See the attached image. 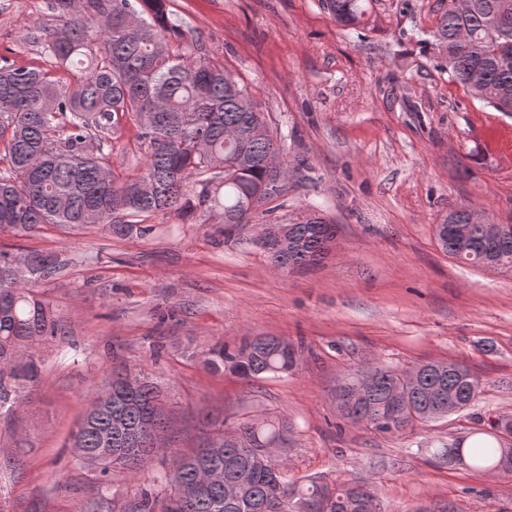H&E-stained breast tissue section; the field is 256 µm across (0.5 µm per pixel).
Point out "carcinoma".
Listing matches in <instances>:
<instances>
[{
	"instance_id": "1",
	"label": "carcinoma",
	"mask_w": 512,
	"mask_h": 512,
	"mask_svg": "<svg viewBox=\"0 0 512 512\" xmlns=\"http://www.w3.org/2000/svg\"><path fill=\"white\" fill-rule=\"evenodd\" d=\"M168 0H53L58 25L44 42L45 53L70 80L51 72L7 63L0 66V233L34 231L42 224L99 225L118 237H145L147 220L175 209L216 212L229 238L252 219L273 210L288 193V157L247 85L187 42L172 22ZM448 5L430 33L443 51L448 77L497 112L512 113V0H462ZM336 23H366V0H322ZM133 124L146 146L143 173L121 182L103 153L122 127ZM472 208L448 211V230L435 227L446 254L472 266L494 256L512 267V233L485 240L474 231L461 244L455 225L470 221ZM288 248L254 243L274 266L294 271L319 264L332 248L337 225L316 211L300 210L283 225ZM62 260L36 251L0 248V403L24 399L39 371L36 347L68 331L36 284L56 275ZM297 351L278 336H244L230 348L216 343L203 353L213 373L230 372L250 382L294 370ZM104 387L87 396L88 408L72 432L74 456L108 482L119 469L136 476L154 458L144 439L114 434L112 421L130 427L167 428L165 400L142 372L115 363ZM480 379L457 362L418 365L415 375L389 367L350 371L336 384V409L353 425L395 434L444 419L472 404ZM212 430L206 447L171 453L170 470L156 486L142 489L128 512H267L280 496V512H380L367 484L335 487L283 476V461L266 448L287 441L277 416L239 421L224 428L222 415L206 414ZM473 447L458 440L435 456L494 472L512 459V418L488 420ZM219 451L224 484L191 497L197 468Z\"/></svg>"
}]
</instances>
